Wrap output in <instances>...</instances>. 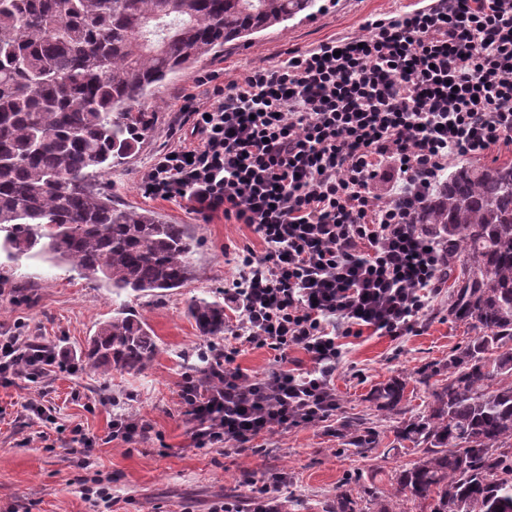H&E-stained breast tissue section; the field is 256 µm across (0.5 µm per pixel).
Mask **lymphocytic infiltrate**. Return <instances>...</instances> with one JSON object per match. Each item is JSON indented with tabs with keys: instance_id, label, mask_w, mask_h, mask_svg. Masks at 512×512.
I'll list each match as a JSON object with an SVG mask.
<instances>
[{
	"instance_id": "obj_1",
	"label": "lymphocytic infiltrate",
	"mask_w": 512,
	"mask_h": 512,
	"mask_svg": "<svg viewBox=\"0 0 512 512\" xmlns=\"http://www.w3.org/2000/svg\"><path fill=\"white\" fill-rule=\"evenodd\" d=\"M365 36L332 39L257 66L204 99L188 97L190 136L152 157L150 197L246 225L261 249L232 252L226 337L184 373L181 414L193 447L255 452L260 442L331 421L347 339L418 331L448 285V252L415 216L452 158L512 145V0H433ZM272 352L264 375L242 348ZM54 348L0 339V381L35 382ZM116 414L85 451L145 438ZM251 496L211 512H278L285 476L242 472Z\"/></svg>"
}]
</instances>
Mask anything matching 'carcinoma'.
Listing matches in <instances>:
<instances>
[{
	"label": "carcinoma",
	"mask_w": 512,
	"mask_h": 512,
	"mask_svg": "<svg viewBox=\"0 0 512 512\" xmlns=\"http://www.w3.org/2000/svg\"><path fill=\"white\" fill-rule=\"evenodd\" d=\"M323 9L318 0H0V233L15 258L49 256L112 293L181 288L196 279L185 224L121 208L90 182L131 156L151 90L226 43ZM416 222L448 246V314L480 330L448 358L424 412L396 431L418 449L397 478L426 512H512V164L462 166ZM201 335H224V304L189 305ZM155 336L122 307L88 340L95 370H139ZM405 384L377 391L396 411ZM361 448L381 443L363 427ZM336 512H365L348 490Z\"/></svg>",
	"instance_id": "1"
}]
</instances>
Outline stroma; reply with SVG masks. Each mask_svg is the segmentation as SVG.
Returning <instances> with one entry per match:
<instances>
[{
	"instance_id": "obj_1",
	"label": "stroma",
	"mask_w": 512,
	"mask_h": 512,
	"mask_svg": "<svg viewBox=\"0 0 512 512\" xmlns=\"http://www.w3.org/2000/svg\"><path fill=\"white\" fill-rule=\"evenodd\" d=\"M322 2L323 11L297 16L287 30L270 29L226 46L157 85L145 105L151 127L138 153L97 182L118 205L188 225L199 241L197 280L146 296H116L69 264L12 259L0 251V336L38 337L66 361L36 383L22 375L0 382V512H209L215 502L246 495L241 483L246 467L259 475L272 469L287 473L279 494L285 512H335L336 496L346 489L397 500L395 476L415 454L411 443L396 439L395 430L426 409L437 385L435 373L445 370L449 355L478 336V329L449 317L448 300L440 298L417 334L349 340L336 373L339 408L330 426L293 429L246 457L230 447H192L179 415V381L202 364L211 340L200 335L188 306L198 297L223 300L224 280L234 273L225 252L257 244L258 238L245 225L148 197L140 184L154 154L179 136L178 114L186 96L198 92L200 76L215 74L224 82L289 50L363 34L366 22L417 10L428 0ZM120 304L150 326L158 350L142 370L101 374L86 365L84 347ZM395 380L405 384L404 399L397 412L387 414L378 410L374 395ZM30 402L44 407L42 417L29 418L24 406ZM116 413L150 420V433L132 444L101 446L85 457L71 441L72 429L103 436ZM347 422L381 431L380 446H353L343 428ZM101 488L110 492V502L98 499Z\"/></svg>"
}]
</instances>
